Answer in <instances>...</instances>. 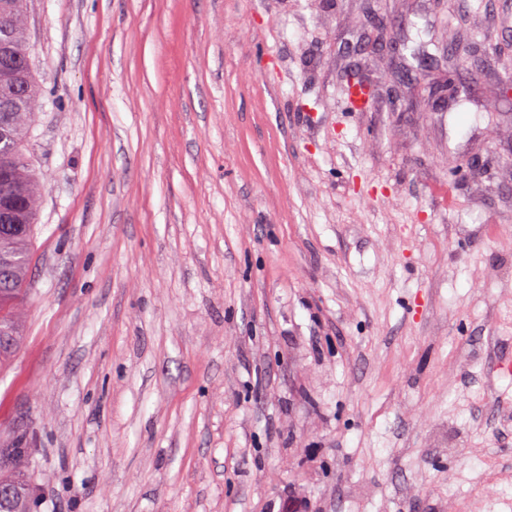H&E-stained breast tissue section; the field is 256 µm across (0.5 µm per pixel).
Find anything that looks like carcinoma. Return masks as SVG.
<instances>
[{
  "label": "carcinoma",
  "instance_id": "cac0c4a2",
  "mask_svg": "<svg viewBox=\"0 0 512 512\" xmlns=\"http://www.w3.org/2000/svg\"><path fill=\"white\" fill-rule=\"evenodd\" d=\"M27 0H0V365L20 337L17 303L28 293L41 176L27 155L41 97L26 28ZM0 512H30L26 485L0 470Z\"/></svg>",
  "mask_w": 512,
  "mask_h": 512
}]
</instances>
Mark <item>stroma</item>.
Here are the masks:
<instances>
[{
    "instance_id": "stroma-1",
    "label": "stroma",
    "mask_w": 512,
    "mask_h": 512,
    "mask_svg": "<svg viewBox=\"0 0 512 512\" xmlns=\"http://www.w3.org/2000/svg\"><path fill=\"white\" fill-rule=\"evenodd\" d=\"M362 8L28 0L0 459L35 512H512V0H377L397 56ZM398 62L453 105L342 110L339 68Z\"/></svg>"
}]
</instances>
